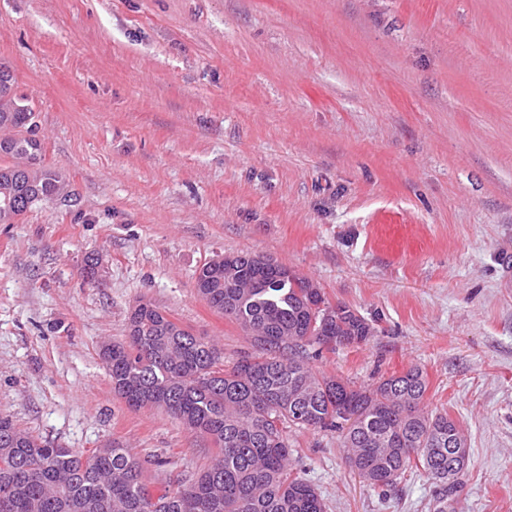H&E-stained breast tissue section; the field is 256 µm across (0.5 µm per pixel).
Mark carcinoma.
Masks as SVG:
<instances>
[{"label": "carcinoma", "instance_id": "obj_1", "mask_svg": "<svg viewBox=\"0 0 512 512\" xmlns=\"http://www.w3.org/2000/svg\"><path fill=\"white\" fill-rule=\"evenodd\" d=\"M24 97L0 94V223L61 194L62 176L44 165ZM197 293L248 335L255 354L224 368L223 351L161 316L146 301L137 335L104 341L99 354L112 390L132 408H155L218 449L196 474L153 497L144 465L109 442L85 457L42 440L0 417V503L7 512H326L320 493L294 472L286 429L340 433L347 462L381 497L407 471H425L439 487L436 512L452 502L468 465L448 482V441L467 449L461 426L426 410V374L412 367L369 387L354 388L317 371L312 360L331 349L365 343L375 329L350 305L331 304L311 279L249 252L205 263Z\"/></svg>", "mask_w": 512, "mask_h": 512}]
</instances>
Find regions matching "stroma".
<instances>
[{"label":"stroma","instance_id":"stroma-1","mask_svg":"<svg viewBox=\"0 0 512 512\" xmlns=\"http://www.w3.org/2000/svg\"><path fill=\"white\" fill-rule=\"evenodd\" d=\"M1 65L67 197L0 224V416L118 442L154 492L197 472L210 441L129 408L99 345L144 298L232 364L251 341L194 280L250 251L374 326L316 370L425 372L470 448L457 512H512V0H0ZM288 442L326 512H429L423 472L383 499L336 432Z\"/></svg>","mask_w":512,"mask_h":512}]
</instances>
